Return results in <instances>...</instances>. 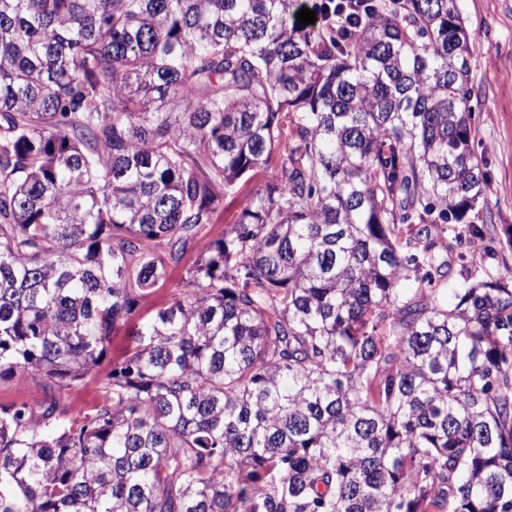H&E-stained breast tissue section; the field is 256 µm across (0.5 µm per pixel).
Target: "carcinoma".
<instances>
[{
  "label": "carcinoma",
  "mask_w": 512,
  "mask_h": 512,
  "mask_svg": "<svg viewBox=\"0 0 512 512\" xmlns=\"http://www.w3.org/2000/svg\"><path fill=\"white\" fill-rule=\"evenodd\" d=\"M335 5L0 0V379L77 386L267 174L94 409L0 404V512H512V287L439 249L457 0Z\"/></svg>",
  "instance_id": "1"
}]
</instances>
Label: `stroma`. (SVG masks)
<instances>
[{
  "instance_id": "1",
  "label": "stroma",
  "mask_w": 512,
  "mask_h": 512,
  "mask_svg": "<svg viewBox=\"0 0 512 512\" xmlns=\"http://www.w3.org/2000/svg\"><path fill=\"white\" fill-rule=\"evenodd\" d=\"M473 48L468 82L472 109L473 149L483 161L487 184L465 223L446 225L443 254L452 270L467 268L495 280L512 275V244L505 235L512 225V0H457ZM198 239L164 282L145 297L134 316L111 336L101 364L76 388L57 390L60 407L75 414L101 402L114 364L133 345L132 331L159 308L181 297L187 271L208 245Z\"/></svg>"
}]
</instances>
